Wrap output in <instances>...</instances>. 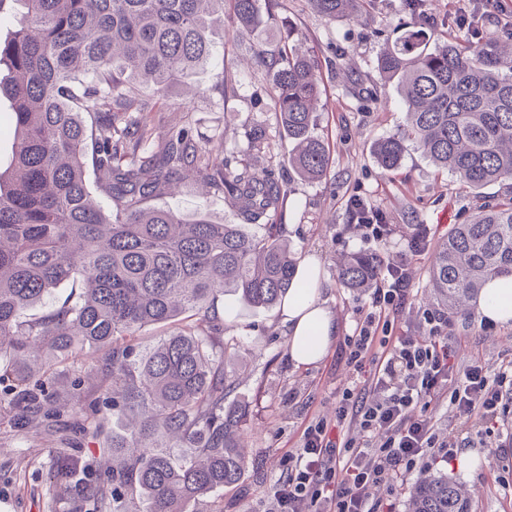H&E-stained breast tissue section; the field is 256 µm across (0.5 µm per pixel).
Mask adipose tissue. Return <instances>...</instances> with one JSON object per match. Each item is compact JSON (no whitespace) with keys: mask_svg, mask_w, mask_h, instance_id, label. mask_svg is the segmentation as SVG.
Returning a JSON list of instances; mask_svg holds the SVG:
<instances>
[{"mask_svg":"<svg viewBox=\"0 0 512 512\" xmlns=\"http://www.w3.org/2000/svg\"><path fill=\"white\" fill-rule=\"evenodd\" d=\"M304 285L290 289L281 306L282 321L288 327V353L298 366L319 363L337 336L336 319L320 298L321 264L307 257L299 272ZM480 319L502 326L512 325V276L490 279L475 302Z\"/></svg>","mask_w":512,"mask_h":512,"instance_id":"obj_1","label":"adipose tissue"}]
</instances>
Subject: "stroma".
Masks as SVG:
<instances>
[{
  "mask_svg": "<svg viewBox=\"0 0 512 512\" xmlns=\"http://www.w3.org/2000/svg\"><path fill=\"white\" fill-rule=\"evenodd\" d=\"M262 24L237 32L232 12L215 13V60L198 71L147 118L162 129L190 126L196 139L222 135L224 153L271 170L288 182L284 238L297 258L317 255L322 268V297L332 311L339 336L352 333L356 308L366 292L339 285L337 264L351 253L398 257L407 251L415 225L430 229L431 241L446 237L450 226L465 223L477 203L469 189L450 172H440L415 147H408L401 166L383 171L370 152L377 140L398 132L405 108L396 88L381 81L376 60L388 40L409 22L404 0H369L361 12L332 20L314 13L309 0H260ZM291 47L315 57L321 96L316 106V134L330 143L332 165L319 181L299 179L288 164L290 146L271 106L268 72L257 67L254 51L275 54ZM362 88H355L351 75ZM262 126L270 144L267 154L248 152V134ZM357 196L380 210L395 233L384 241H368L348 232L350 197ZM153 206L190 215L207 211L217 223L233 218L223 193L187 180L176 191L151 200ZM227 320V337L236 342L226 350L224 365L235 381L230 395L245 406L249 424L244 445L248 472L240 487L207 497L200 512H265L271 486L282 474L280 462L299 447L305 418L332 413L336 390L351 376L336 366L335 351L318 364L298 367L288 357L287 328L279 308L247 305L234 293L218 303ZM450 341L460 364L481 362L488 371L512 360V326L490 325L474 311L450 314ZM65 390L70 404L104 407L112 395L93 364L81 357L67 365ZM0 383V512H90L91 503L73 498L59 485L55 470L61 461L84 472L88 483L100 479L97 461L106 433L83 434L67 415L43 420L38 427L21 425ZM428 413L437 432L452 436L458 453L473 452L469 468L454 460L431 464L447 473L472 500L473 512H512V447L498 445L499 435L512 432V418L498 422L496 434L480 437L474 426L456 419L447 399L431 402Z\"/></svg>",
  "mask_w": 512,
  "mask_h": 512,
  "instance_id": "stroma-1",
  "label": "stroma"
}]
</instances>
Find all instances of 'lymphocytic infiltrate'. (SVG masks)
<instances>
[{
    "mask_svg": "<svg viewBox=\"0 0 512 512\" xmlns=\"http://www.w3.org/2000/svg\"><path fill=\"white\" fill-rule=\"evenodd\" d=\"M454 2L448 24L467 41L480 39L490 16L512 30V10L492 13V0ZM408 266L404 258L382 260L354 331L336 353L354 380L339 389L334 415L305 424L266 512H392V504L372 501V489L397 493L453 446L436 432L428 403L447 398L454 417L482 425L512 412V361L493 373L459 365L448 344L451 322L440 312L423 313L422 335L411 334L404 321L415 309Z\"/></svg>",
    "mask_w": 512,
    "mask_h": 512,
    "instance_id": "f902f5d3",
    "label": "lymphocytic infiltrate"
}]
</instances>
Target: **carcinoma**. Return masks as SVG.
Returning a JSON list of instances; mask_svg holds the SVG:
<instances>
[{"label":"carcinoma","mask_w":512,"mask_h":512,"mask_svg":"<svg viewBox=\"0 0 512 512\" xmlns=\"http://www.w3.org/2000/svg\"><path fill=\"white\" fill-rule=\"evenodd\" d=\"M22 18L0 41V98L10 102L16 145L0 171V380L10 404L32 427L55 415L59 368L77 351L95 360L112 385V473L95 486L76 483L61 464L58 479L96 512H191L214 492L236 487L248 469L241 436L246 408L230 403L224 369L226 292L272 308L296 286V259L270 217L286 209L288 186L249 164L216 161L221 143L192 129L157 132L131 117L149 106L138 91L166 100L171 86L214 57L211 15L224 0H16ZM241 29L259 19L258 0H230ZM334 19L364 0H310ZM501 38L471 47L450 39L431 49L406 30L377 57V70L403 97L395 135L376 141L380 167H400L412 144L437 167L480 191L512 180V73ZM272 73V107L293 144L292 170L321 179L329 144L315 135L320 88L315 60L255 50ZM113 203L104 208L87 185V168ZM188 173L221 191L236 222L191 220L147 205ZM377 254L344 258L337 280L366 289ZM495 276H512V203L478 206L434 247L429 288L449 310ZM63 283L75 293L36 311ZM169 327L139 350L148 327ZM81 429L100 431L98 412L74 409ZM409 512H471L461 486L428 476L410 491Z\"/></svg>","instance_id":"obj_1"}]
</instances>
